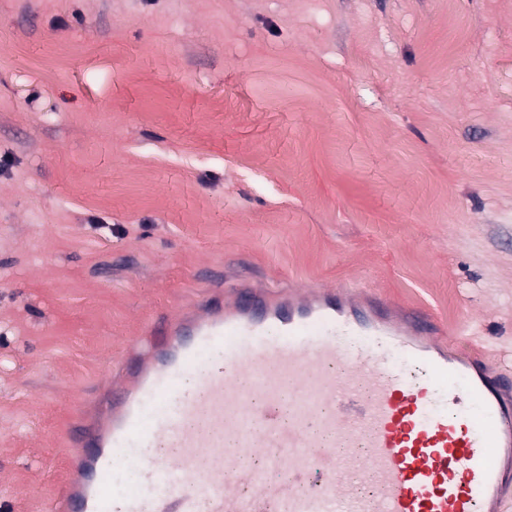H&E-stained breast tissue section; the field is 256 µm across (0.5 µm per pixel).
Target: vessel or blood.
Returning <instances> with one entry per match:
<instances>
[{
	"instance_id": "obj_1",
	"label": "vessel or blood",
	"mask_w": 512,
	"mask_h": 512,
	"mask_svg": "<svg viewBox=\"0 0 512 512\" xmlns=\"http://www.w3.org/2000/svg\"><path fill=\"white\" fill-rule=\"evenodd\" d=\"M96 406L55 512H502L512 491V371L354 285L209 291L145 325ZM133 442L153 494L106 495Z\"/></svg>"
}]
</instances>
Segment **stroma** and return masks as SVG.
I'll return each mask as SVG.
<instances>
[{
    "label": "stroma",
    "mask_w": 512,
    "mask_h": 512,
    "mask_svg": "<svg viewBox=\"0 0 512 512\" xmlns=\"http://www.w3.org/2000/svg\"><path fill=\"white\" fill-rule=\"evenodd\" d=\"M357 282L512 368V0H0V512L144 324Z\"/></svg>",
    "instance_id": "35a3bbf8"
}]
</instances>
